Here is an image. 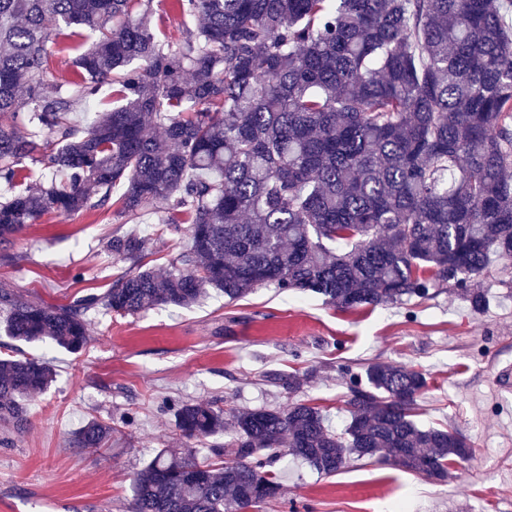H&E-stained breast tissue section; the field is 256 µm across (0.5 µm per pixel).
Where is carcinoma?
Instances as JSON below:
<instances>
[{
    "instance_id": "obj_1",
    "label": "carcinoma",
    "mask_w": 512,
    "mask_h": 512,
    "mask_svg": "<svg viewBox=\"0 0 512 512\" xmlns=\"http://www.w3.org/2000/svg\"><path fill=\"white\" fill-rule=\"evenodd\" d=\"M153 0H0V181L25 161L51 170L0 202V244L49 213L111 206L190 225L189 246L160 276L151 239L114 237L131 263L101 295L66 305L0 287L11 338L68 351L89 312L189 307L211 288L231 301L259 288L310 293L342 311L423 300L452 284L512 271V27L488 0H173L195 21L180 40L155 32ZM85 29L70 89L48 67L53 37ZM116 106L80 126L98 88ZM50 362L0 358V421L22 431ZM290 391L298 380L265 374ZM426 376L372 363L350 377L338 431L316 405L231 408L171 402L168 439L133 478L131 512H244L281 497L282 454L331 476L353 457L437 482L469 462L457 429L421 424ZM114 432L92 418L69 447ZM226 437L223 443L219 438ZM233 457H224V447Z\"/></svg>"
}]
</instances>
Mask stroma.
<instances>
[{"label": "stroma", "instance_id": "obj_1", "mask_svg": "<svg viewBox=\"0 0 512 512\" xmlns=\"http://www.w3.org/2000/svg\"><path fill=\"white\" fill-rule=\"evenodd\" d=\"M128 230L112 208L45 215L0 246V286L52 305L104 293L130 269L108 249ZM140 230L153 240L145 264L161 274L189 241L153 222ZM480 286L489 303L477 314L450 285L420 303L350 312L273 288L233 303L214 290L184 308L97 313L77 353L18 342L0 328V357H44L56 370L53 385L28 402L27 429L0 426V512H129L134 473L172 428L173 415L160 409L166 400H219L229 409L284 408L301 398L343 428L344 368L374 362L425 374L420 422L458 429L472 445L471 463L437 483L368 459L324 476L289 455L278 464L281 502L255 512H379L397 498L407 512H512V393L500 388L512 369V275L490 273ZM265 373L293 375L301 387L260 384ZM92 417L112 425L108 443L69 447Z\"/></svg>", "mask_w": 512, "mask_h": 512}]
</instances>
